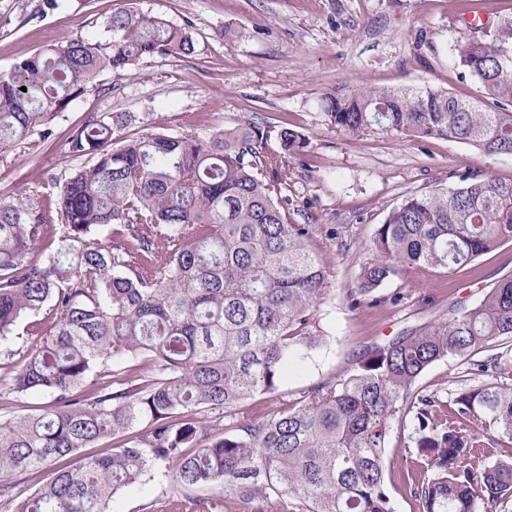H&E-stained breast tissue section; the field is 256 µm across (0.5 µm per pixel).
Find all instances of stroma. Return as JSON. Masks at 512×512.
<instances>
[{
  "instance_id": "obj_1",
  "label": "stroma",
  "mask_w": 512,
  "mask_h": 512,
  "mask_svg": "<svg viewBox=\"0 0 512 512\" xmlns=\"http://www.w3.org/2000/svg\"><path fill=\"white\" fill-rule=\"evenodd\" d=\"M41 0H0V72L21 57L76 37H104L115 11L132 7L189 27L195 52L186 58L153 57L117 75L103 72L99 87L66 108L49 138L37 136L0 154V198L47 186L75 163L65 149L71 130L94 112H151L167 127L203 122L232 127L257 118L272 130L302 133L308 151L294 165V219L331 237L324 258L335 294L315 312L327 343L284 375L280 396L255 397L242 407L257 422L295 395L350 368L366 346L407 325L448 315L457 297L478 298L500 277L512 275V243L432 282L399 268L380 294H401L400 304L350 308L347 294L372 256L374 231L408 194L457 183L465 171L512 178V156H489L447 139L395 141L379 135L337 133L318 107L328 92L365 84L430 85L461 97L478 85L456 57L459 43L483 38L466 13L481 10L490 22L512 15V0H60L39 13ZM432 303H422L425 294ZM413 456L388 448L386 487L396 512H417L405 477ZM170 491L158 476L115 494L111 512H172Z\"/></svg>"
}]
</instances>
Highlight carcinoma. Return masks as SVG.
Segmentation results:
<instances>
[{"label": "carcinoma", "instance_id": "1", "mask_svg": "<svg viewBox=\"0 0 512 512\" xmlns=\"http://www.w3.org/2000/svg\"><path fill=\"white\" fill-rule=\"evenodd\" d=\"M105 41L77 38L0 73V153L51 123L108 70L188 57L191 32L122 8ZM480 95L429 86L360 87L322 98L351 138H443L512 155V16L458 46ZM26 91H21V87ZM146 128L130 135L129 129ZM249 119L208 131L154 113L88 115L66 140L80 166L54 194L0 199V348L20 366L5 393L49 397L0 420V489L20 472L49 479L13 512H108L120 490L164 465L173 496L215 487L277 512H395L385 485L391 431L415 456L418 512H506L512 502V356H472L512 337V276L448 318L405 327L352 367L258 422L241 403L278 393L288 364L324 343L315 310L331 296L327 243L291 217L295 160L308 142ZM512 241V179L475 173L410 194L373 238L350 306L387 301L406 266L428 280ZM25 322L28 342L15 345ZM469 363L468 383L421 389L434 363ZM114 439L104 455L83 450Z\"/></svg>", "mask_w": 512, "mask_h": 512}]
</instances>
